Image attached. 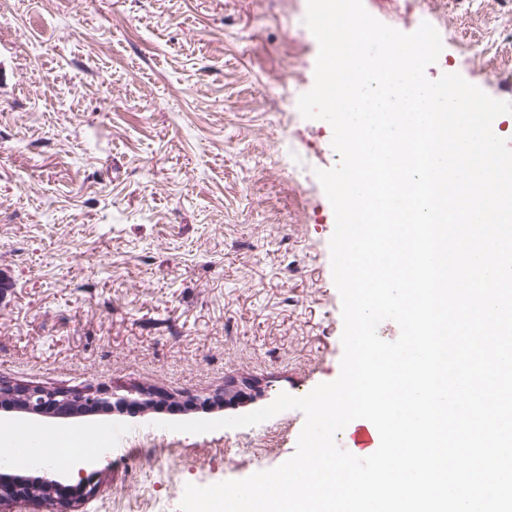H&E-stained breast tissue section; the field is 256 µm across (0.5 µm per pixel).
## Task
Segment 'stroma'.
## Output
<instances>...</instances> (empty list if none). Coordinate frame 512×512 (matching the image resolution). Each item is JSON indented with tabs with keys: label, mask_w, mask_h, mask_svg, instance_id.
<instances>
[{
	"label": "stroma",
	"mask_w": 512,
	"mask_h": 512,
	"mask_svg": "<svg viewBox=\"0 0 512 512\" xmlns=\"http://www.w3.org/2000/svg\"><path fill=\"white\" fill-rule=\"evenodd\" d=\"M433 6L444 49L429 73L512 101V11ZM306 11L307 0H0L16 76L0 96V380L137 383L180 400L253 378L267 386L256 410L337 379L335 216L315 175L340 163L333 131L296 111L285 129L264 110L266 96L296 100L314 84ZM475 42L490 66L464 63ZM145 419L139 454L113 456L82 512H177L186 484L288 460L304 425L298 410L197 435L157 430L178 412Z\"/></svg>",
	"instance_id": "stroma-1"
}]
</instances>
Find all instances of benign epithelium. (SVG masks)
<instances>
[{
  "instance_id": "benign-epithelium-1",
  "label": "benign epithelium",
  "mask_w": 512,
  "mask_h": 512,
  "mask_svg": "<svg viewBox=\"0 0 512 512\" xmlns=\"http://www.w3.org/2000/svg\"><path fill=\"white\" fill-rule=\"evenodd\" d=\"M232 393L235 394V398L231 401L220 393L203 399L188 396L183 402L174 403V406L187 410H208L219 404L238 406L256 399L261 394V387L254 380H244L232 385ZM158 398L165 402L169 401V398L158 390L137 384L123 387V392L120 393L107 387L72 390L12 384L0 380V407L7 411L15 409L36 417H44L52 412L58 417L66 416L78 405L89 414L99 409L119 414L147 412L155 408ZM101 474L102 470L99 468L89 471L81 466L77 469L78 481L74 485H65L50 478L36 480V484L43 489L55 491L53 498L47 501L31 491V483L28 481H4L0 483V512H10V505L20 501L29 503L33 512H39L48 502L63 506L67 512H77L79 506L103 492Z\"/></svg>"
}]
</instances>
